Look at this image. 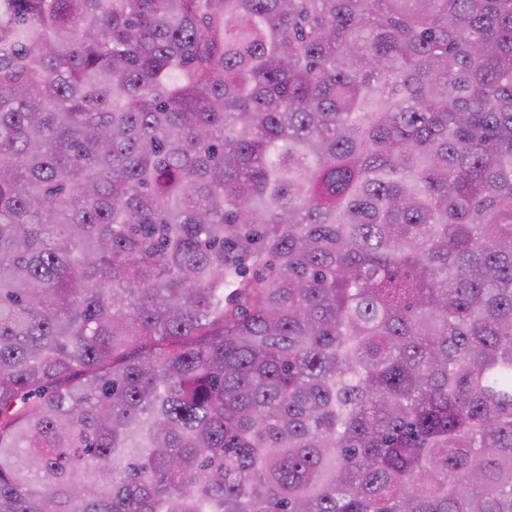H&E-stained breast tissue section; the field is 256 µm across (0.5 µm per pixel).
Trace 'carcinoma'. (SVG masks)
<instances>
[{"label":"carcinoma","instance_id":"cac0c4a2","mask_svg":"<svg viewBox=\"0 0 512 512\" xmlns=\"http://www.w3.org/2000/svg\"><path fill=\"white\" fill-rule=\"evenodd\" d=\"M0 512H512V0H0Z\"/></svg>","mask_w":512,"mask_h":512}]
</instances>
